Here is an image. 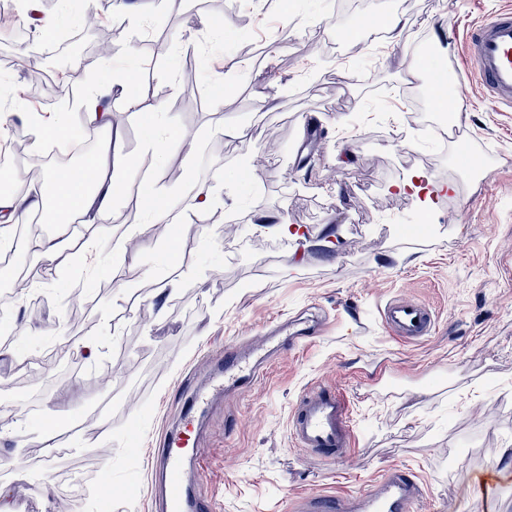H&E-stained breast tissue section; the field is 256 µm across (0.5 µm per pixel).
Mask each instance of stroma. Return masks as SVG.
Listing matches in <instances>:
<instances>
[{
  "label": "stroma",
  "mask_w": 512,
  "mask_h": 512,
  "mask_svg": "<svg viewBox=\"0 0 512 512\" xmlns=\"http://www.w3.org/2000/svg\"><path fill=\"white\" fill-rule=\"evenodd\" d=\"M118 0H0L33 36L0 34V86L34 89L22 58L44 37L61 40L97 27L113 33L112 72L80 51L85 85L135 69L142 107L160 106L194 141L170 146L157 166L129 169L115 191L112 223L80 222L65 236L66 258L43 269L30 248L35 287L0 304V496L10 507L26 488L42 491L39 512H92L71 474L106 466L124 496L112 512H148V466L184 396L207 386L220 349L247 348L270 321L318 314L327 326L270 360L256 385L217 403L204 420V476L215 512H291L315 491L356 493L394 466L415 471L421 512H485L474 472L512 469V110L499 106L471 74L459 42L436 28L464 30L512 10V0H367L366 10L409 18L395 43L372 39L359 10L340 0H297L300 21L285 24L280 0H194L179 6L134 0L138 20ZM205 44L184 49L183 38ZM434 52L463 94L454 114L459 143L434 141L424 126L434 101L427 82L408 74L413 58ZM276 99L260 101L267 89ZM113 86V127L127 157L144 155L147 131ZM69 132L83 124L63 95L47 112L5 118L7 136L35 123ZM245 125L250 142L218 133ZM482 157L467 172L460 145ZM210 201L185 198L202 156ZM178 167L165 182L162 170ZM425 172L439 193L423 198L398 184ZM183 199L174 217L178 248L144 212L125 215L147 181ZM297 227L300 241L257 229L260 218ZM423 223V231L408 225ZM401 296L429 305L438 326L407 344L388 334L379 310ZM95 345L94 354L84 352ZM392 370L388 385L362 382ZM349 397L355 445L338 463L313 461L289 434L297 397L315 385ZM68 417L77 432L57 440L73 454L44 466L47 426Z\"/></svg>",
  "instance_id": "obj_1"
}]
</instances>
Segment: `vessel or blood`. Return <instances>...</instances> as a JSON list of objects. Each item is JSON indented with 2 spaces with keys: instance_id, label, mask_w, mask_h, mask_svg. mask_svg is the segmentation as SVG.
<instances>
[{
  "instance_id": "b4317fda",
  "label": "vessel or blood",
  "mask_w": 512,
  "mask_h": 512,
  "mask_svg": "<svg viewBox=\"0 0 512 512\" xmlns=\"http://www.w3.org/2000/svg\"><path fill=\"white\" fill-rule=\"evenodd\" d=\"M465 48L472 72L494 102L512 106V10L501 12L467 29ZM387 330L399 340L417 343L436 331V316L428 305L401 297L389 299L380 312ZM320 325L281 334L271 325L253 342L252 353L229 347L208 388L194 391L191 406L179 423L163 432L162 446L150 457L152 512H213L202 475L203 451L191 447L197 416L225 393L250 388L263 365L262 355L291 351L320 332ZM290 435L299 448L323 462L345 459L354 443L352 411L337 388L314 386L301 394L290 417ZM512 470L497 465L478 478L489 502H496L502 482ZM425 493L417 475L403 467L387 469L370 490L356 495L313 493L297 498L293 512H417Z\"/></svg>"
}]
</instances>
